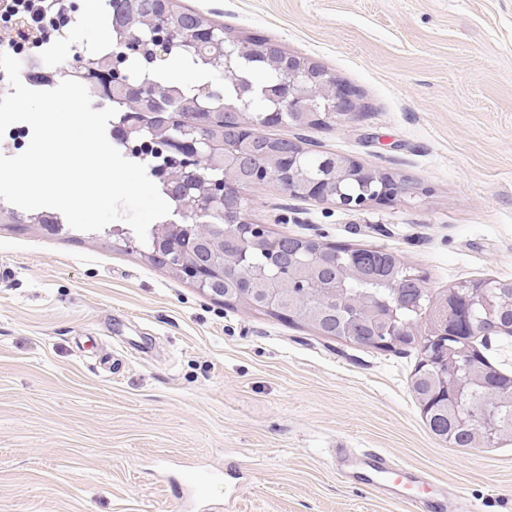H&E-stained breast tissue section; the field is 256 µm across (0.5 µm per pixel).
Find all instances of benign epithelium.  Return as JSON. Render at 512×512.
Segmentation results:
<instances>
[{"mask_svg": "<svg viewBox=\"0 0 512 512\" xmlns=\"http://www.w3.org/2000/svg\"><path fill=\"white\" fill-rule=\"evenodd\" d=\"M206 38L219 46L224 54V74L233 73L232 55L247 50L259 52L263 44L243 42L220 27L208 30ZM283 92L277 106L266 115V120L284 122L304 112L309 121L320 124L324 118L342 112L352 115L366 109L354 92L333 77H325L314 85L316 75L313 63L296 55L288 56L284 67ZM213 124V114L196 112L190 116L171 117L170 126L175 133L163 137L168 145L180 152L183 159L178 168L163 174L169 181L182 183L198 176L205 158L217 149L224 150V163L236 164L247 146L248 132L224 137L217 142L207 135ZM332 181L334 190H329L328 181L321 178H304L302 186L307 198L326 202L338 208L359 211L372 203L390 201L407 190L406 180L395 173L370 169L360 163L339 157L332 159ZM355 181L363 190L352 194L347 186ZM236 199L237 212L231 217L223 214L221 205L227 198ZM245 201L240 187L224 179L211 181V192L197 197L187 210L179 213L183 220L164 225L155 234L154 251L151 257L171 256V267L181 277L191 280L204 294L222 298L226 303L244 302L254 305L259 296L264 310L278 313L287 307L293 294L300 296L301 304L288 311V320L308 321L306 308L320 303L340 291L344 279L359 275L352 264L350 247L333 244L328 251L320 244L303 252L288 254V268L307 272L306 281L293 282L280 273L260 272L258 277L265 283L260 290L253 288L224 287V275L228 274L224 250L230 244L250 242L259 247L264 244L267 228L263 224H252L244 215ZM224 216V231L213 234L216 226L207 223L210 217ZM344 259L340 264L342 278L331 284L317 283L313 271L318 268L327 253ZM502 297L499 283L493 279L479 283H461L446 291L437 308H430L417 301L405 305L399 297L391 301H375L371 305L373 336L368 340L357 337L356 326L361 307L349 303L344 308L346 340L358 345L380 350L393 348L414 335L416 320L426 322L423 331L424 354L423 377L433 385V393L421 398L422 412L427 423L435 417L446 415L451 419L448 431L441 434V442L455 444L458 431L467 432L474 447H494L502 440L512 438V422L502 417L512 410V390L494 388L486 378L481 365V356L472 351L458 349L455 342L463 336H497L512 334V314L504 316L500 308ZM483 391L479 403H469L472 391Z\"/></svg>", "mask_w": 512, "mask_h": 512, "instance_id": "1", "label": "benign epithelium"}]
</instances>
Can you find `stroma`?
Segmentation results:
<instances>
[{
    "mask_svg": "<svg viewBox=\"0 0 512 512\" xmlns=\"http://www.w3.org/2000/svg\"><path fill=\"white\" fill-rule=\"evenodd\" d=\"M67 59L105 36L67 0ZM352 86L367 111L274 134L403 176L361 211L243 187L250 222L385 248L432 300L512 279V0H179ZM0 512H410L336 472L380 448L444 512H512V441L442 445L410 392L419 345L378 350L201 293L139 249L0 224ZM203 477L201 486L190 478Z\"/></svg>",
    "mask_w": 512,
    "mask_h": 512,
    "instance_id": "35a3bbf8",
    "label": "stroma"
}]
</instances>
